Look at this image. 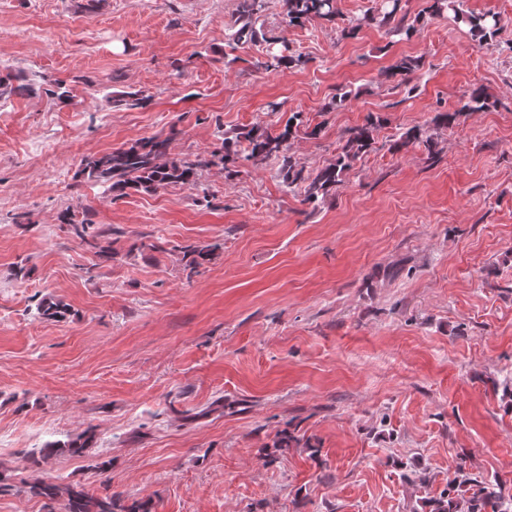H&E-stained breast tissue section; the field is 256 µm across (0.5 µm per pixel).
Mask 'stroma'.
I'll use <instances>...</instances> for the list:
<instances>
[{
    "label": "stroma",
    "instance_id": "obj_1",
    "mask_svg": "<svg viewBox=\"0 0 512 512\" xmlns=\"http://www.w3.org/2000/svg\"><path fill=\"white\" fill-rule=\"evenodd\" d=\"M86 4L0 0V76L33 87L0 99V472L18 487L0 512H63L25 492L37 479L150 512H414L461 471L512 495V0H465L498 17L489 44L424 0H402L407 40L363 23L373 0H338L353 37L281 30L268 0L265 32L302 56L278 71L229 42L241 0ZM402 58L420 66L400 85L384 73ZM478 90L488 109L462 112ZM294 112L320 129L288 143L308 172L383 120L315 207L273 159L124 198L77 173L142 138L193 156ZM413 127L435 154L392 151ZM65 212L111 226V254ZM189 244L215 248L194 273ZM44 298L67 319L39 318ZM87 429L84 455L33 461ZM62 223L67 224L70 228V232L82 242L88 244L93 248H99V253L103 255L109 254L107 247L101 245L102 241H106L112 236V228L110 226H98L87 222L83 219L81 222L76 223L68 214H63Z\"/></svg>",
    "mask_w": 512,
    "mask_h": 512
}]
</instances>
